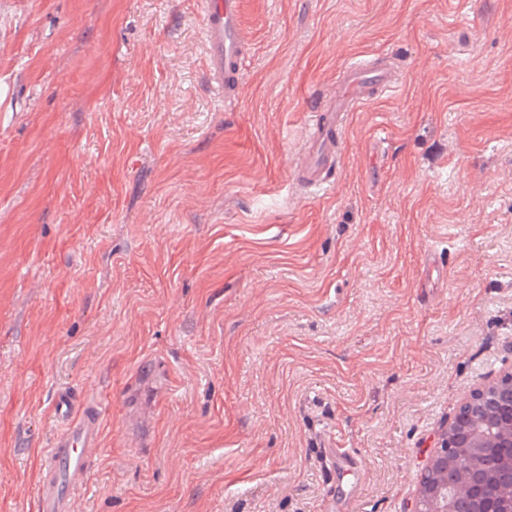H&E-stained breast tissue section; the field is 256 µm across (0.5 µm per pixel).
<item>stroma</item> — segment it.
<instances>
[{
  "instance_id": "35a3bbf8",
  "label": "stroma",
  "mask_w": 512,
  "mask_h": 512,
  "mask_svg": "<svg viewBox=\"0 0 512 512\" xmlns=\"http://www.w3.org/2000/svg\"><path fill=\"white\" fill-rule=\"evenodd\" d=\"M243 28L225 104L200 0H0V512H37L63 386L109 401L74 512H412L512 372V0ZM388 57L300 191L308 112Z\"/></svg>"
}]
</instances>
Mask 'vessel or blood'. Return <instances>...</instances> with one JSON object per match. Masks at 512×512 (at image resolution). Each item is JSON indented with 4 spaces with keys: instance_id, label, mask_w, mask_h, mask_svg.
Returning a JSON list of instances; mask_svg holds the SVG:
<instances>
[{
    "instance_id": "b4317fda",
    "label": "vessel or blood",
    "mask_w": 512,
    "mask_h": 512,
    "mask_svg": "<svg viewBox=\"0 0 512 512\" xmlns=\"http://www.w3.org/2000/svg\"><path fill=\"white\" fill-rule=\"evenodd\" d=\"M243 0H201L210 86L224 101L236 98L245 60ZM389 66L359 63L347 67L336 90L309 114L307 135L296 163V181L308 191L329 185V173L339 161L345 117L373 91L395 81ZM54 412L63 428L42 461L38 512H71L76 491L83 485L91 452L99 442L102 405L80 406L77 395L56 392Z\"/></svg>"
}]
</instances>
